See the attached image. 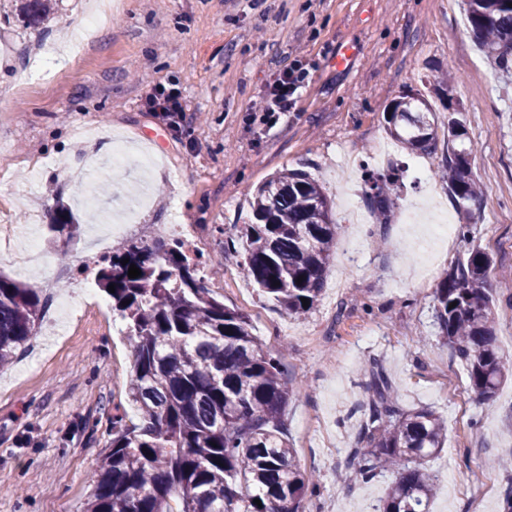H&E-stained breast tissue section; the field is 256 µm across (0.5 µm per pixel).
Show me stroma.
Returning a JSON list of instances; mask_svg holds the SVG:
<instances>
[{
    "mask_svg": "<svg viewBox=\"0 0 512 512\" xmlns=\"http://www.w3.org/2000/svg\"><path fill=\"white\" fill-rule=\"evenodd\" d=\"M0 0V220L28 224L56 201L81 224L78 235L43 228L40 239L70 310L49 299L38 343L0 369V512H83L110 439L114 406L124 401L131 352L95 264L108 248L91 245L100 218L136 200L151 205L131 238H181L195 224L208 243L200 274L215 297L246 313L254 333L281 359L290 396L288 434L317 488L306 512H379L395 475L362 480L350 454L368 416L363 361L376 360L404 409L429 408L448 426V445L424 466L437 477L431 512H502L512 470V373L491 401L470 387L434 319L441 276L478 248L495 260L494 281H512V78L476 48L461 7L443 0H115L111 15L61 72L33 73V45L68 53L81 17L98 0H57L38 30ZM302 60L307 77L294 112L274 127L250 108L278 61ZM452 95L440 100L441 74ZM176 84L198 118L170 129L144 108L159 84ZM432 98L436 120L461 109L474 147L481 199L455 211L468 235L447 243L421 224H353L335 208L342 237L364 239V254H336L321 299L300 317L263 298L224 242L248 219L257 186L302 168L334 193L333 160L352 150L364 168L387 141L386 111L403 91ZM130 152L93 205L77 201L72 175L83 158L106 162L112 142ZM154 153L144 170L139 157ZM178 209L180 224L170 222ZM90 264L73 274L77 255Z\"/></svg>",
    "mask_w": 512,
    "mask_h": 512,
    "instance_id": "stroma-1",
    "label": "stroma"
}]
</instances>
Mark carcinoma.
<instances>
[{
	"label": "carcinoma",
	"instance_id": "1",
	"mask_svg": "<svg viewBox=\"0 0 512 512\" xmlns=\"http://www.w3.org/2000/svg\"><path fill=\"white\" fill-rule=\"evenodd\" d=\"M463 4L474 39L512 76V0ZM15 6L33 26L54 12L52 0H15ZM386 131L412 154L429 152L439 136L429 100L412 92L392 101ZM446 132L448 159L439 174L466 208L482 188L461 115L448 119ZM398 181L397 168L368 175L370 202L383 219L393 210ZM250 209V222L224 251L242 258L245 277L285 313H309L336 250L332 201L310 174L284 169L254 190ZM48 217L53 229L80 231L63 203ZM103 262L98 285L127 323L132 362L125 395L140 422L127 419L122 404L114 406L112 438L84 512H304L310 479L288 438V383L248 315L212 295L198 275L199 258L177 239H129ZM131 264L140 276L128 277ZM492 266L490 254L473 249L435 291L441 333L484 400L508 372L495 341ZM44 309L36 288L0 274V368L25 349ZM368 372L371 403L351 467L366 481L389 469L396 474L382 512H429L436 476L423 461L445 447L448 427L432 410L401 408L385 375L373 366Z\"/></svg>",
	"mask_w": 512,
	"mask_h": 512
}]
</instances>
